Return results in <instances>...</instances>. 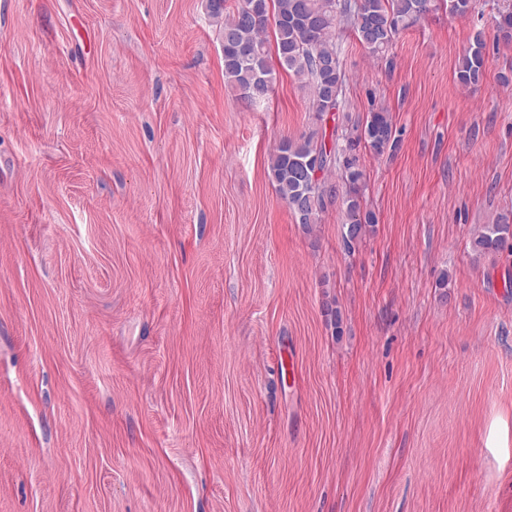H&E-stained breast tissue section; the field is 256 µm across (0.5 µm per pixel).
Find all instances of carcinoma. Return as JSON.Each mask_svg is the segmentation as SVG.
I'll return each instance as SVG.
<instances>
[{
	"instance_id": "carcinoma-1",
	"label": "carcinoma",
	"mask_w": 512,
	"mask_h": 512,
	"mask_svg": "<svg viewBox=\"0 0 512 512\" xmlns=\"http://www.w3.org/2000/svg\"><path fill=\"white\" fill-rule=\"evenodd\" d=\"M436 0H207V16L218 27L225 83L250 107L264 105L274 90L272 60L296 77L310 95L316 120L340 111L346 75L336 30L351 27L356 39L376 59L393 67L390 51L398 36L431 10ZM494 49L512 46V0H503L494 17ZM273 29V42L266 34ZM486 42L478 37L458 62L465 86L485 77ZM345 144H339V140ZM400 133L383 107H371L353 132L342 136L315 130L285 139L270 156L269 170L277 196L286 203L303 232L311 234L320 214L341 204V241L352 253L373 231L375 214L365 204L366 173L355 150L382 155L398 147ZM341 171L344 190L332 182ZM512 243V212L495 224H484L472 238L477 257L493 256Z\"/></svg>"
}]
</instances>
